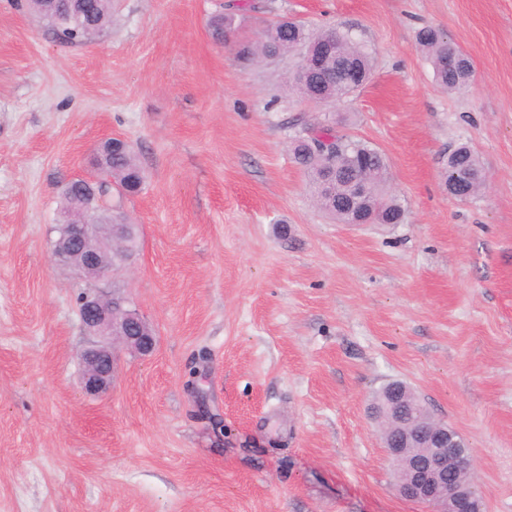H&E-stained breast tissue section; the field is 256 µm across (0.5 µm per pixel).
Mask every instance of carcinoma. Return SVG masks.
Segmentation results:
<instances>
[{"instance_id": "1", "label": "carcinoma", "mask_w": 512, "mask_h": 512, "mask_svg": "<svg viewBox=\"0 0 512 512\" xmlns=\"http://www.w3.org/2000/svg\"><path fill=\"white\" fill-rule=\"evenodd\" d=\"M95 28L104 30L112 21V2L85 0ZM255 10L254 4L229 3L224 12L214 16L210 27L213 37L222 42L238 31L236 19L245 9ZM51 33L62 43H72L71 37L62 27L68 20L67 10L53 9L44 14ZM332 40L335 50L322 58L319 64L311 65L306 75L293 67L287 70L288 89L309 102L342 101L357 92L368 80L371 70V56L366 47L354 41L349 35L336 30L312 31L302 21L283 22L278 19L267 25L256 41L237 40L236 57L246 67L264 63L268 59L275 64L296 60L300 50L316 47ZM418 47L426 53L438 84L450 92L467 86L474 77L470 58L452 42L444 40L439 30L427 27L417 35ZM454 54L458 62L448 67V55ZM336 118L324 115L316 123L305 127L311 133L309 140H293L291 152L295 162L304 170L312 189L317 206L340 224L350 222V213L343 202V187L337 184L332 193L324 188L331 169L349 177H360L368 186L372 199L371 211L366 213L369 221L378 224H401L406 211L400 199L391 193L388 182V163L375 147L361 140L340 133ZM104 164L112 181L103 184L106 199H117L112 209L122 207L124 195L139 191L144 183V172L134 152L129 147L117 146L112 154L104 158ZM445 179L463 183L475 195L483 185V167L478 154L468 145H460L448 154Z\"/></svg>"}]
</instances>
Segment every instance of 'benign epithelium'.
Listing matches in <instances>:
<instances>
[{"label": "benign epithelium", "mask_w": 512, "mask_h": 512, "mask_svg": "<svg viewBox=\"0 0 512 512\" xmlns=\"http://www.w3.org/2000/svg\"><path fill=\"white\" fill-rule=\"evenodd\" d=\"M349 206L354 223H363L368 188L360 180L349 184ZM92 208L82 207L61 218L62 232L52 242L51 257L61 265L72 266L87 279H100L112 273V262L102 259L124 248V225L102 223L91 217ZM80 314L85 334L93 337L79 352L81 384L89 394L112 387L116 369V348L123 347L141 356L155 350L156 337L144 318L130 307L125 297L113 293L82 297ZM405 430L384 448L394 467L396 487L407 499L429 504L435 512H480L472 497L448 487V468L472 477L474 460L467 452L462 435L448 421L431 416L428 424L414 422L410 411L402 410Z\"/></svg>", "instance_id": "benign-epithelium-1"}]
</instances>
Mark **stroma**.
Returning <instances> with one entry per match:
<instances>
[{"instance_id": "obj_1", "label": "stroma", "mask_w": 512, "mask_h": 512, "mask_svg": "<svg viewBox=\"0 0 512 512\" xmlns=\"http://www.w3.org/2000/svg\"><path fill=\"white\" fill-rule=\"evenodd\" d=\"M350 32L370 80L326 106L283 69L215 42L221 0H112V23L56 42L0 0V512H429L397 495L369 414L402 381L474 456L485 512H512V0H270ZM472 59L441 89L416 33ZM335 114L385 154L401 224L320 211L289 151L297 116ZM146 179L124 200L134 270L91 281L50 254L63 183L106 138ZM470 146L485 187L445 188ZM120 288L156 336L86 393L79 299Z\"/></svg>"}]
</instances>
